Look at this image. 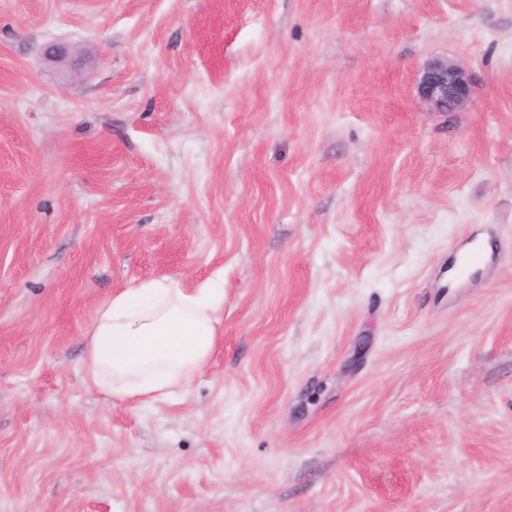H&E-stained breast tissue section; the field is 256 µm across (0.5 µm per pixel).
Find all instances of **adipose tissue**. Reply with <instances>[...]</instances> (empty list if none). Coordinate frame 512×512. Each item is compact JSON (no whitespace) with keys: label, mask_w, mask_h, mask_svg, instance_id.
<instances>
[{"label":"adipose tissue","mask_w":512,"mask_h":512,"mask_svg":"<svg viewBox=\"0 0 512 512\" xmlns=\"http://www.w3.org/2000/svg\"><path fill=\"white\" fill-rule=\"evenodd\" d=\"M223 301V289L188 292L170 280L113 294L92 328L88 379L119 399L174 395L212 355Z\"/></svg>","instance_id":"ef3b65f1"}]
</instances>
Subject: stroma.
Instances as JSON below:
<instances>
[{"label":"stroma","instance_id":"obj_1","mask_svg":"<svg viewBox=\"0 0 512 512\" xmlns=\"http://www.w3.org/2000/svg\"><path fill=\"white\" fill-rule=\"evenodd\" d=\"M164 279L216 350L112 398ZM0 512H512V0H0ZM418 93L433 110L455 112L464 107L471 98V79L455 63L431 59L423 66ZM223 288L186 292L170 280L143 281L98 310L85 372L112 398L174 395L212 355Z\"/></svg>","mask_w":512,"mask_h":512}]
</instances>
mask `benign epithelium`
I'll list each match as a JSON object with an SVG mask.
<instances>
[{
	"label": "benign epithelium",
	"mask_w": 512,
	"mask_h": 512,
	"mask_svg": "<svg viewBox=\"0 0 512 512\" xmlns=\"http://www.w3.org/2000/svg\"><path fill=\"white\" fill-rule=\"evenodd\" d=\"M418 93L433 110L455 112L464 107L471 98V79L455 63L431 59L423 66Z\"/></svg>",
	"instance_id": "1"
}]
</instances>
